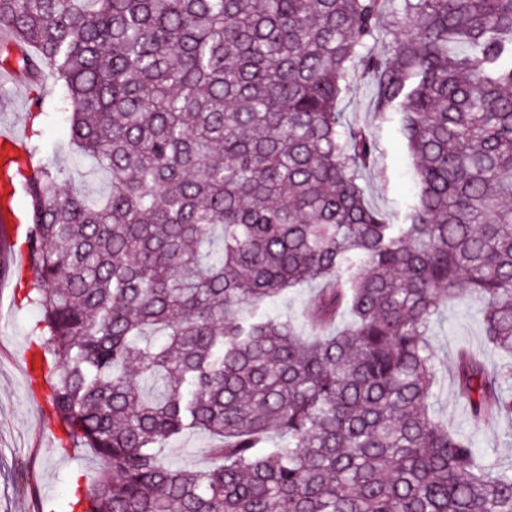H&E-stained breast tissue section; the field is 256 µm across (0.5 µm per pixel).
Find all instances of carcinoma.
<instances>
[{
    "mask_svg": "<svg viewBox=\"0 0 512 512\" xmlns=\"http://www.w3.org/2000/svg\"><path fill=\"white\" fill-rule=\"evenodd\" d=\"M1 25L110 180L62 190L41 139L14 172L59 445L99 461L61 512H512V459L434 411L430 339L479 298L511 361L459 351L458 390L512 418V0H0ZM359 70L413 161L401 221L337 111ZM299 284L305 337L262 312ZM194 430L210 465L161 456Z\"/></svg>",
    "mask_w": 512,
    "mask_h": 512,
    "instance_id": "cac0c4a2",
    "label": "carcinoma"
}]
</instances>
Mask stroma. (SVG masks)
Returning <instances> with one entry per match:
<instances>
[{
  "label": "stroma",
  "instance_id": "obj_1",
  "mask_svg": "<svg viewBox=\"0 0 512 512\" xmlns=\"http://www.w3.org/2000/svg\"><path fill=\"white\" fill-rule=\"evenodd\" d=\"M32 91L31 83L20 75L0 85V122L43 133L48 140L59 137L60 129L44 130L40 118L24 110ZM370 101L369 85L358 78L343 94L338 108L346 123L369 127L377 144V167L364 177L369 202L387 214L400 213L413 190L412 162L396 123L376 119ZM50 161L62 169L64 189L96 196L109 187L106 174L94 171L90 161L71 152L53 155ZM14 293L10 285L0 295V512H49L68 487L90 484L98 464L90 449L61 450L29 397L23 353L28 344L39 340L42 314L34 306L16 302ZM480 310V301L465 292L437 318L432 343L449 366L463 348L479 353L487 370L502 364V357L488 346ZM435 410L470 437L479 455L512 458V447L500 445L505 422L474 424L467 401L457 394L451 369L442 375ZM211 445L207 434L193 432L165 449L164 455L183 466L201 468L209 463Z\"/></svg>",
  "mask_w": 512,
  "mask_h": 512
}]
</instances>
